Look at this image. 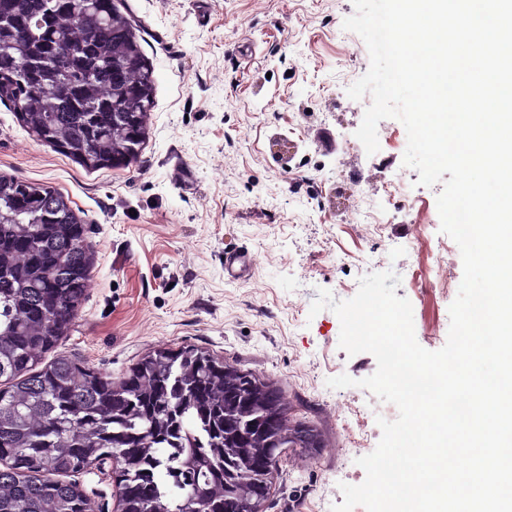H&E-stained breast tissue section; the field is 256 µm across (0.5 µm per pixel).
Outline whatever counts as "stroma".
I'll return each mask as SVG.
<instances>
[{
	"instance_id": "stroma-1",
	"label": "stroma",
	"mask_w": 512,
	"mask_h": 512,
	"mask_svg": "<svg viewBox=\"0 0 512 512\" xmlns=\"http://www.w3.org/2000/svg\"><path fill=\"white\" fill-rule=\"evenodd\" d=\"M113 2L136 20L155 79L132 163L84 169L0 103V175L53 188L85 222V299L55 352L116 380L155 348L195 344L264 380L288 425L321 436L280 454L264 512H331L342 485L365 480L357 460L377 447L379 419L399 411L358 385L375 357L348 355L336 314L310 307L319 290L347 300L361 277L390 270L417 342L441 349L452 298L435 283L463 277L460 249L440 230L443 186L418 185L404 166L399 120L379 122L374 154L355 136L371 99L347 94L370 66L363 39L343 27L353 0ZM322 129L335 148L317 141ZM391 181L402 187L389 196ZM370 208L390 222L354 219ZM240 250L252 272L228 280L224 254ZM341 374L356 386L329 387Z\"/></svg>"
}]
</instances>
